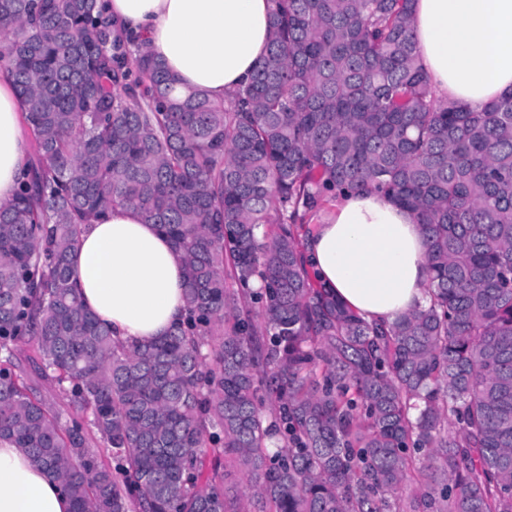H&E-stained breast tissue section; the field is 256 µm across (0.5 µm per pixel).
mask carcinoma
Here are the masks:
<instances>
[{
	"instance_id": "cac0c4a2",
	"label": "carcinoma",
	"mask_w": 512,
	"mask_h": 512,
	"mask_svg": "<svg viewBox=\"0 0 512 512\" xmlns=\"http://www.w3.org/2000/svg\"><path fill=\"white\" fill-rule=\"evenodd\" d=\"M271 3L267 54L214 101L114 39L98 0H0L32 153L0 206V441L73 512H244L238 466L269 512H413L414 484L441 512H512V93L437 102L411 0ZM366 187L428 241V305L388 327L299 242ZM119 205L186 259L187 320L146 345L73 293L82 225ZM28 339L87 423L60 427L25 382Z\"/></svg>"
}]
</instances>
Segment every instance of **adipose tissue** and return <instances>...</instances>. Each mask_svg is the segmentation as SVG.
Listing matches in <instances>:
<instances>
[{"label": "adipose tissue", "mask_w": 512, "mask_h": 512, "mask_svg": "<svg viewBox=\"0 0 512 512\" xmlns=\"http://www.w3.org/2000/svg\"><path fill=\"white\" fill-rule=\"evenodd\" d=\"M115 36L141 39L179 90L214 100L245 86L270 38V0H101ZM417 61L437 98L477 111L512 93V0H413ZM24 110L0 79V204L30 159ZM426 239L412 213L371 189L343 193L304 245L310 270L350 310L390 323L428 302ZM82 305L124 344L167 335L186 315L184 258L136 210L83 228L72 259ZM0 512H72L58 479L0 442Z\"/></svg>", "instance_id": "1"}]
</instances>
